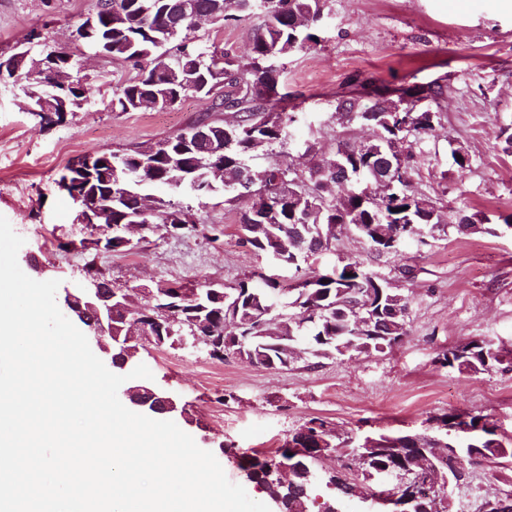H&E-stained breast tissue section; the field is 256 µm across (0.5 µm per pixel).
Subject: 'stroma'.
I'll return each mask as SVG.
<instances>
[{"label":"stroma","instance_id":"35a3bbf8","mask_svg":"<svg viewBox=\"0 0 512 512\" xmlns=\"http://www.w3.org/2000/svg\"><path fill=\"white\" fill-rule=\"evenodd\" d=\"M96 0H0V54L19 51L30 32L44 50L62 48L84 64L95 102L47 124L28 112L12 86H0V215L24 237L18 263L34 280L79 281L86 252L74 226L71 200L57 186L65 166L79 156L158 141L213 114L211 99L194 94L176 107L121 112L113 89L135 77L132 66L95 56L73 32ZM262 11L221 26L195 29L209 45L246 56L262 26ZM324 40L284 62L282 91L296 148L263 151L260 167L288 164L307 173L338 141L372 140V129L336 119L342 95L370 83L378 87L445 86L435 135L410 140L412 184L448 214L471 216L483 232L449 231L398 255L376 256L351 231L314 261L325 269L358 261L409 300V334L391 351L356 354L313 368L299 359L289 369L254 366L235 357L211 359L201 347L140 348L134 362L146 365L153 386L176 401L172 420L203 450L212 452L227 478L253 500L267 494L249 482L235 455H273L289 432L318 417L340 436L371 431H416L444 413L481 412L512 437V371L480 374L441 367L448 349L489 340L512 349V153L502 129H512V0H326ZM464 148L471 165L457 175L452 151ZM197 224L191 234H170L156 224L137 249L100 255L99 265L117 288L159 283L226 287L261 272L280 287L294 286L295 271L275 267L239 240V218L248 200L217 192L198 199L184 194ZM414 270L403 277L402 267ZM472 488L455 494L450 512H479L487 496L512 484V469L477 465Z\"/></svg>","mask_w":512,"mask_h":512}]
</instances>
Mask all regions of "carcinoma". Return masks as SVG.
<instances>
[{
	"mask_svg": "<svg viewBox=\"0 0 512 512\" xmlns=\"http://www.w3.org/2000/svg\"><path fill=\"white\" fill-rule=\"evenodd\" d=\"M171 0H97L95 13L112 38V60L130 63L138 75L113 92L112 106L122 112L171 109L195 94L213 99L218 112L230 111L236 120L225 123L206 119L224 129L219 153L192 147L182 134L164 139L167 155L155 160L167 172L174 193L190 191L196 198L213 195L217 187L235 190V181L243 172L254 178V190L262 203L243 213L239 223L245 232L242 243L256 252L273 257L284 266L302 270L301 263L317 252L300 251L299 241L311 236L315 225L331 230L351 229L376 255L399 252L405 238L418 231L446 233L443 212L432 200L416 192L411 182L400 186L398 196L385 199L363 196L367 185L389 161L394 160L401 174L409 176L410 155L404 153L411 138L432 136L440 126V112L434 110L444 95V86L431 84L422 90L361 87L338 100L336 113L348 122L365 123L374 128L375 139L352 145L340 142L336 150L321 157L307 177L288 166L258 169L253 157L265 148L281 144L287 138L286 96L279 92L281 60L289 55L320 45L319 29L326 0H261L266 10L264 24L254 34L250 53L241 58L228 51L207 49L191 38L189 32L168 28L169 14L162 13ZM198 11L211 13L226 24L241 20L246 6L255 0H194ZM90 84L79 92H63L54 97L57 121L64 114L90 100ZM155 142L136 143L114 152L129 166L154 154ZM153 178L132 183H110L101 178L88 186L100 207L99 223L118 224L138 219L140 201L149 197ZM153 210L161 221L187 224L194 231L189 212L164 197L153 199ZM99 251L89 254L82 278L109 282L97 263ZM297 283L288 301V311L263 315L270 306L266 289L277 282L264 279V287L251 279L239 281L225 291L220 309L202 311L191 301L171 295L167 305L184 321L208 323L215 329L210 357L224 360L225 342L234 346L241 359L266 368L288 369L294 363L291 347L307 344L310 365L334 360L352 353L372 354L390 351L408 335V298L379 279L363 263L348 262L329 273L310 271ZM443 367L461 373L478 374L499 366H511L512 355L485 341H472L449 349L440 360ZM434 421L452 424L456 430L447 442L465 440L458 453L467 464L457 469L422 471L409 458L399 463L405 479L399 502L410 512H432L433 499L450 495L470 486L469 464L490 467L512 461V442H504L493 418L482 413L449 412ZM310 438L344 456L361 454V439L349 443L336 437L325 421L313 418L289 434L285 447L273 457L254 455L241 468L248 478L265 489L267 495L282 499L284 512H329L331 497L320 504V489L314 480L320 460L313 455H290V445ZM368 453V452H366ZM280 458L290 461L293 475L288 485L268 481L272 463ZM393 464L381 448L368 453L363 469L373 471Z\"/></svg>",
	"mask_w": 512,
	"mask_h": 512,
	"instance_id": "1",
	"label": "carcinoma"
}]
</instances>
